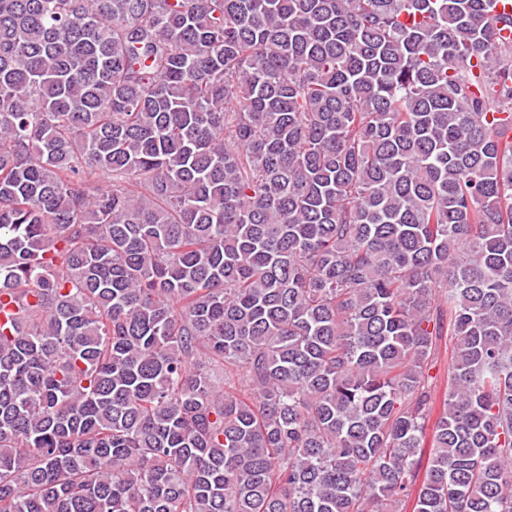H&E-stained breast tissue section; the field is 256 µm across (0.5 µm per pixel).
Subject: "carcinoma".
Segmentation results:
<instances>
[{"instance_id":"carcinoma-1","label":"carcinoma","mask_w":512,"mask_h":512,"mask_svg":"<svg viewBox=\"0 0 512 512\" xmlns=\"http://www.w3.org/2000/svg\"><path fill=\"white\" fill-rule=\"evenodd\" d=\"M505 30L0 0V512H512ZM431 392L434 398L433 419L439 414L443 400L448 393V337L442 338L436 363L429 371Z\"/></svg>"}]
</instances>
